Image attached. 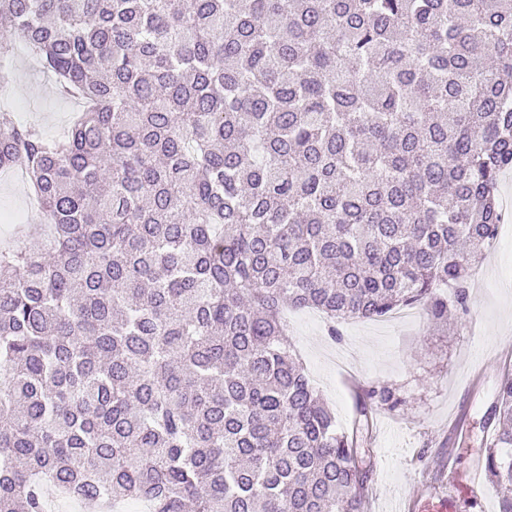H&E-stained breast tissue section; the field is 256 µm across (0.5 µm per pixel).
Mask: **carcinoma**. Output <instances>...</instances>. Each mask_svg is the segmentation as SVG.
I'll list each match as a JSON object with an SVG mask.
<instances>
[{
  "instance_id": "1",
  "label": "carcinoma",
  "mask_w": 512,
  "mask_h": 512,
  "mask_svg": "<svg viewBox=\"0 0 512 512\" xmlns=\"http://www.w3.org/2000/svg\"><path fill=\"white\" fill-rule=\"evenodd\" d=\"M93 102L0 120L52 247L0 248V512H365L283 312L466 309L512 168V0H0ZM390 409L400 400L372 388ZM485 457L512 512V373Z\"/></svg>"
}]
</instances>
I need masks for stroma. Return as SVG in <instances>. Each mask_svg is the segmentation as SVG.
<instances>
[{
    "instance_id": "35a3bbf8",
    "label": "stroma",
    "mask_w": 512,
    "mask_h": 512,
    "mask_svg": "<svg viewBox=\"0 0 512 512\" xmlns=\"http://www.w3.org/2000/svg\"><path fill=\"white\" fill-rule=\"evenodd\" d=\"M9 56L0 117L59 136L79 100L60 95L23 45L14 44ZM47 235L25 189L0 176V247L43 253ZM467 286V311L444 322L417 306L398 320L338 322L332 336L318 311L286 315L288 338L340 427L358 417L367 388H388L400 400L373 414L363 433L370 512H390L422 492L447 493L449 475L464 477L486 455L483 423L504 367L512 365V223L499 226Z\"/></svg>"
}]
</instances>
